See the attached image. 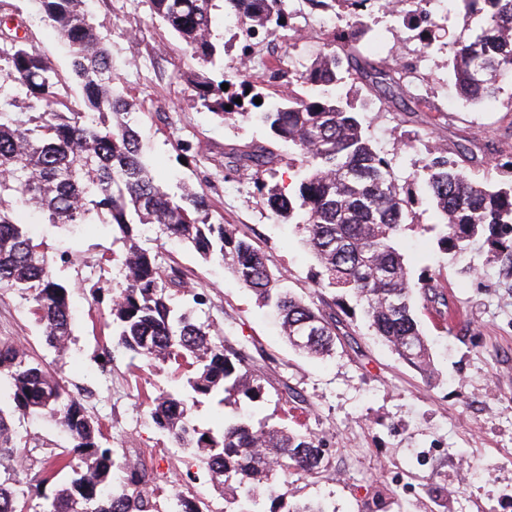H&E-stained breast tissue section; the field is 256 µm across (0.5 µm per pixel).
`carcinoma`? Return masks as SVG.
Returning a JSON list of instances; mask_svg holds the SVG:
<instances>
[{
  "label": "carcinoma",
  "instance_id": "carcinoma-1",
  "mask_svg": "<svg viewBox=\"0 0 512 512\" xmlns=\"http://www.w3.org/2000/svg\"><path fill=\"white\" fill-rule=\"evenodd\" d=\"M42 23L71 53L72 74L81 94L73 102L66 82L35 46L26 23L0 11V288L18 291L44 344L68 349L73 311L69 289L31 232L30 210L43 224H102L112 243L122 244L112 260L123 276L109 311L111 343L158 368L184 376L182 389L145 396L154 425L176 448L194 455L210 480L230 492L231 512H266L263 503L281 483L328 471L321 444L288 425L254 422L252 414H222L214 427L190 418L185 396L255 405L268 391L243 348L213 332L204 317L205 290L188 287L185 271L162 264L145 246L152 234L190 247L204 261H218L278 314L282 333L295 350L325 356L336 350L342 320L360 312L372 335L424 377L436 369L419 311L433 312L443 325L453 312L448 299L423 270L413 275L402 231L419 219L409 181L372 145L364 118L342 97L351 82L402 99L410 81L429 84L428 74L360 45L368 0H310L340 10L346 27L333 30L308 67L293 73L288 56L270 53V79L255 81L232 66L239 91L226 94L206 72L190 80L193 103L227 123L241 117L260 123L266 141L224 149V169L250 175L260 202L276 223L294 224L317 263V289L334 288L339 311H326L282 286L261 249L231 224L212 220L203 191L170 192L141 151L136 117L117 88L109 35L92 21L90 0H37ZM151 21L185 45L198 63L224 58L214 41V11L235 18L240 60L255 50L256 34L296 46L289 35L288 0H145ZM400 16L420 29L416 54L433 48L429 0H410ZM486 14V23L448 51V80L465 100L498 102L497 76L512 78V0H464ZM262 99L257 104L254 98ZM248 100L254 111L235 102ZM64 105L62 112L57 106ZM230 109H225V106ZM481 146L441 145L427 153L419 179L432 211L438 244L474 264L476 245L494 257H512V154L502 167L509 176L492 185L476 181ZM296 163L288 186L270 183L284 160ZM355 306H350L349 301ZM295 421L305 400L283 383ZM35 415L58 425L68 446L40 461L37 486L52 493L34 502L32 480L21 462L36 443L16 420ZM157 473L111 447L100 421L90 415L65 382L8 338L0 339V512H213L181 492L157 485Z\"/></svg>",
  "mask_w": 512,
  "mask_h": 512
}]
</instances>
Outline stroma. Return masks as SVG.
I'll return each mask as SVG.
<instances>
[{
  "instance_id": "stroma-1",
  "label": "stroma",
  "mask_w": 512,
  "mask_h": 512,
  "mask_svg": "<svg viewBox=\"0 0 512 512\" xmlns=\"http://www.w3.org/2000/svg\"><path fill=\"white\" fill-rule=\"evenodd\" d=\"M7 2L28 21L52 65L70 75L68 50L40 23L31 0ZM431 8L448 19L433 33L425 101L409 112L403 102L382 104L376 92L362 88L349 90V99L362 112L374 147L393 159L400 175L420 168L431 145L473 140L487 147L474 178L498 182L503 174L497 151L512 134V112L464 110L448 121L441 115L455 92L446 77L448 49L486 19L476 16L464 27L462 0H432ZM92 14L101 30L112 33V64L140 113L143 151L164 185L205 189L216 214L262 249L268 265L284 275L286 288L322 307L333 303V291L313 284L314 261L297 228L269 218L251 180L224 176L218 147L264 140L263 127L227 126L193 105L184 75L195 63L179 39L151 22L141 0H92ZM184 140L198 148L185 164L176 151ZM34 235L49 253L68 254L57 276L72 287V341L62 354L46 347L27 300L8 289L0 290V337L24 344L60 373L102 422L113 447L164 473L170 490L186 491L213 512H229L206 478L185 484L186 456L173 451L142 403L141 391L172 390L175 382L117 348L111 370L100 368L109 307L122 281L118 267L103 259L112 250L111 236L94 226L71 232L47 224L37 225ZM403 238L414 272L430 270L455 312L447 327L429 312L420 314L439 369L432 381L400 361L357 317L332 357L299 354L279 335L274 312L259 307L227 269L202 262L165 237L151 243L165 262L188 273L192 286L207 290L210 321L231 342L243 343L264 374L269 395L256 418L280 421L286 404L275 390L288 382L306 400L309 431L328 444V477L292 480L285 501H266L267 512L308 499L322 500L329 512H512V267L493 260L469 269L467 260L439 250L434 233L417 224L407 226Z\"/></svg>"
}]
</instances>
